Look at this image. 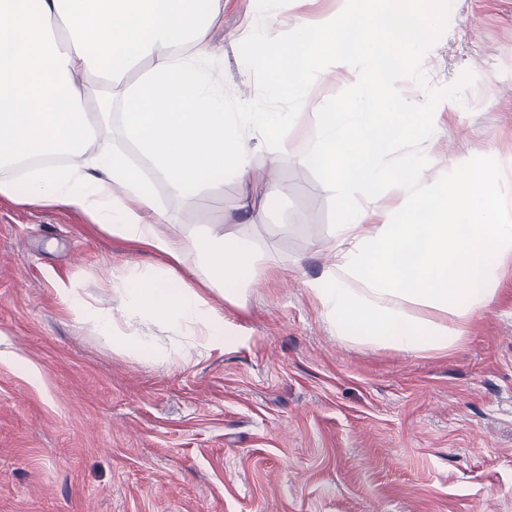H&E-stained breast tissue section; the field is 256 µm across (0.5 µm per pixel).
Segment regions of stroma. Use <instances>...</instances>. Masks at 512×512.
<instances>
[{
    "label": "stroma",
    "instance_id": "stroma-1",
    "mask_svg": "<svg viewBox=\"0 0 512 512\" xmlns=\"http://www.w3.org/2000/svg\"><path fill=\"white\" fill-rule=\"evenodd\" d=\"M265 7L224 0L213 68L225 110L282 113L297 148L313 113L268 101L246 54ZM359 72L334 70L309 94L341 106ZM386 94L434 114L432 136L397 140L382 160L386 212L409 198L393 173L410 153L427 160L425 188L469 168L512 198V0H445ZM255 143L251 181L224 175L197 200L129 150L172 227L224 223L267 261L236 301L209 294L240 336L223 350L191 352L154 324L164 361L113 351L67 311L60 282L104 307L112 272L152 274L166 258L79 211L0 197V512H512V256L448 351L339 341L308 283L332 267L324 242L361 197L293 156L269 165L274 142ZM247 196L257 219L240 212Z\"/></svg>",
    "mask_w": 512,
    "mask_h": 512
}]
</instances>
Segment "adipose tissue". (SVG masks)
<instances>
[{"instance_id": "ef3b65f1", "label": "adipose tissue", "mask_w": 512, "mask_h": 512, "mask_svg": "<svg viewBox=\"0 0 512 512\" xmlns=\"http://www.w3.org/2000/svg\"><path fill=\"white\" fill-rule=\"evenodd\" d=\"M367 2L338 0L336 11L318 21L297 17L294 47L274 34L278 10L266 18L253 67L273 74L272 95H288L315 115L313 139L294 150L269 113L224 109L209 67L217 54L209 32L224 0H0V195L79 210L110 236L168 260L158 273L108 280L112 309L92 308L75 282L60 284L58 296L75 318L93 314L114 350L142 357L155 351L151 336L125 332L114 310L186 329L193 345L221 349L237 336L207 294L233 299L260 267L252 243L223 225L162 231L166 217L140 168L106 142L111 113H88L85 88L93 77L112 85L128 140L179 195L203 196L227 172L250 180L255 147L239 128L251 125L279 153H294L298 164L365 198L366 208L346 213L326 241L336 254L333 268L310 284L340 338L407 353L444 350L459 328L412 316L406 303L464 321L492 302L495 274L512 255V224L503 221L508 203L490 174L465 170L427 193L422 157L407 155L395 178L409 191V204L397 223L378 219L380 158L396 139L424 134L432 120L422 106L416 124L386 118V61L393 50L426 43L439 0L419 9L410 0H386L380 11ZM363 57L369 66L359 78V102L316 106L308 84L323 75L322 61L349 68ZM143 60L149 69L127 83ZM196 264L205 270L198 287L181 273Z\"/></svg>"}]
</instances>
